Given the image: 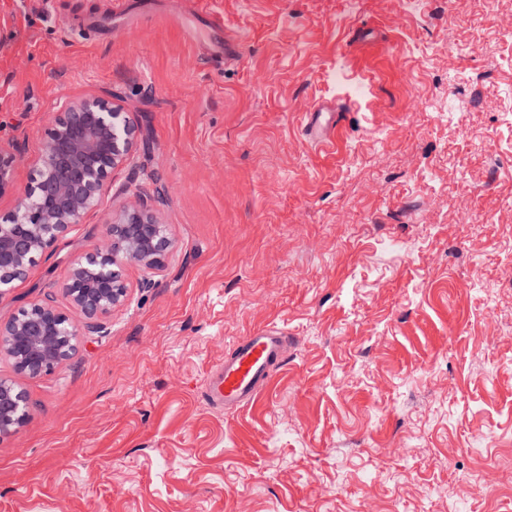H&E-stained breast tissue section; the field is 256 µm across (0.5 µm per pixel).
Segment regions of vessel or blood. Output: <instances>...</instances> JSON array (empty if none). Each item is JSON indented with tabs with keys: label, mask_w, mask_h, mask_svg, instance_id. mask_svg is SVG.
Here are the masks:
<instances>
[{
	"label": "vessel or blood",
	"mask_w": 512,
	"mask_h": 512,
	"mask_svg": "<svg viewBox=\"0 0 512 512\" xmlns=\"http://www.w3.org/2000/svg\"><path fill=\"white\" fill-rule=\"evenodd\" d=\"M288 352L286 332L265 327L243 337L207 383L208 401L233 411L250 404Z\"/></svg>",
	"instance_id": "vessel-or-blood-1"
}]
</instances>
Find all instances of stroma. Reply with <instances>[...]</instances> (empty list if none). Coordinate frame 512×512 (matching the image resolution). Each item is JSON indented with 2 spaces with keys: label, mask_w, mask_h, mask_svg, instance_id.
I'll use <instances>...</instances> for the list:
<instances>
[{
  "label": "stroma",
  "mask_w": 512,
  "mask_h": 512,
  "mask_svg": "<svg viewBox=\"0 0 512 512\" xmlns=\"http://www.w3.org/2000/svg\"><path fill=\"white\" fill-rule=\"evenodd\" d=\"M108 6L0 0L17 192L60 98L109 91L138 133L0 322L50 296L81 324L61 285L124 208L173 247L52 372L0 355L30 403L0 512H512V0ZM267 325L285 363L211 405ZM288 353L286 332L265 327L244 336L207 383L205 395L215 406L233 411L250 404Z\"/></svg>",
  "instance_id": "stroma-1"
}]
</instances>
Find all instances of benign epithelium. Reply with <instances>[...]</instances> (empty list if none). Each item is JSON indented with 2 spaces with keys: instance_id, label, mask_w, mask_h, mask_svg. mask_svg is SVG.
<instances>
[{
  "instance_id": "7a95c632",
  "label": "benign epithelium",
  "mask_w": 512,
  "mask_h": 512,
  "mask_svg": "<svg viewBox=\"0 0 512 512\" xmlns=\"http://www.w3.org/2000/svg\"><path fill=\"white\" fill-rule=\"evenodd\" d=\"M136 128L112 94L65 100L53 113L37 177L17 197L11 223L0 224V296L25 279L39 254L83 222L112 187V173L130 159ZM20 154L16 141L0 139V196L14 190ZM172 247L165 225L141 207H131L107 224L96 248L71 264L63 289L82 317L85 333L104 332V319L127 296L120 267H162ZM74 325L50 299L0 323V345L17 371L49 373L75 350ZM28 415V397L0 379V436L16 432Z\"/></svg>"
}]
</instances>
